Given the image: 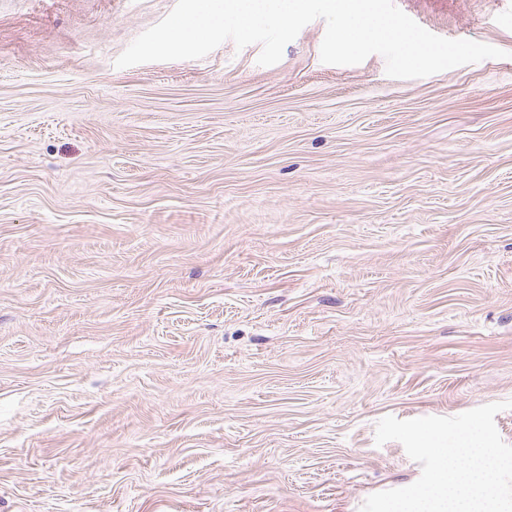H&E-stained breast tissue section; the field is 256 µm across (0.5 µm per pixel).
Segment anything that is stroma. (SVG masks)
<instances>
[{
    "label": "stroma",
    "instance_id": "stroma-1",
    "mask_svg": "<svg viewBox=\"0 0 512 512\" xmlns=\"http://www.w3.org/2000/svg\"><path fill=\"white\" fill-rule=\"evenodd\" d=\"M507 56L225 41L176 0H0V512H359L377 422L512 400V0H395Z\"/></svg>",
    "mask_w": 512,
    "mask_h": 512
}]
</instances>
